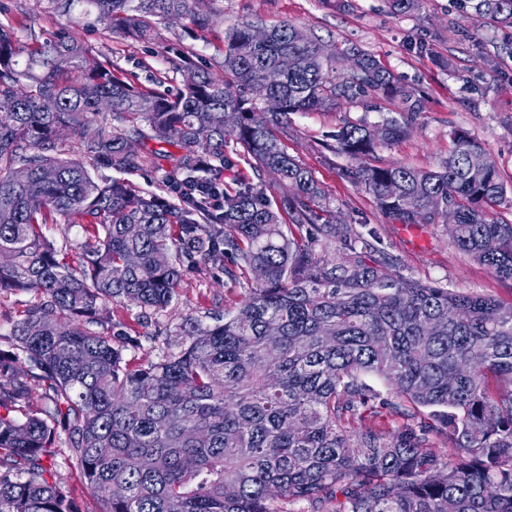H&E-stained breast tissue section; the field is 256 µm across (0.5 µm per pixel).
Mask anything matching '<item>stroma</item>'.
Returning <instances> with one entry per match:
<instances>
[{"label": "stroma", "mask_w": 512, "mask_h": 512, "mask_svg": "<svg viewBox=\"0 0 512 512\" xmlns=\"http://www.w3.org/2000/svg\"><path fill=\"white\" fill-rule=\"evenodd\" d=\"M197 7L217 11L212 28L197 38L185 34L183 21L173 20L152 37L135 40L106 28L92 10L78 7L71 19L56 17L48 13L47 0H0V21L20 28L26 44L48 43L69 32L134 86L173 92L183 77L168 72L167 57L191 51L198 67L222 77L217 60L224 32L246 20L289 23L332 48L358 46L425 100L407 135L379 147L374 163L434 168L452 147V131L465 129L506 185L505 201L493 208V216L512 220L511 28L485 26L461 0H422L419 9L398 15L390 13L387 0H198ZM374 101L371 111L346 104L290 117L294 135L286 142L287 152L318 181L327 218L372 241L375 258H391L395 273L406 279L511 305L512 280L496 277L454 247L448 225L403 224L386 217L372 193L345 176L350 160L327 150L331 133L344 121L375 124L398 116L399 100L378 95ZM243 297V288L225 278L188 270L162 316L143 322L138 308L116 303L112 323L138 337V348L127 355L142 363L155 358L158 346L170 342L183 320L210 323L212 315L235 313Z\"/></svg>", "instance_id": "1"}]
</instances>
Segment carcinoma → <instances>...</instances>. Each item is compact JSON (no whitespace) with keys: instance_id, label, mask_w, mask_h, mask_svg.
I'll return each instance as SVG.
<instances>
[{"instance_id":"cac0c4a2","label":"carcinoma","mask_w":512,"mask_h":512,"mask_svg":"<svg viewBox=\"0 0 512 512\" xmlns=\"http://www.w3.org/2000/svg\"><path fill=\"white\" fill-rule=\"evenodd\" d=\"M110 29L151 36L173 17L204 32L213 16L195 0H48L70 17L77 3ZM472 15L512 28V0H468ZM255 22L230 28L217 79L187 54L169 69L193 76L174 96L135 87L109 62L67 35L23 47L0 22V294L29 292L30 305L0 348V512H73L58 479L55 443L67 432L70 454L101 512H512V305L457 294L390 273L373 244L341 235L323 218L321 188L284 147L288 116L397 98L405 116L377 125L345 121L335 150L360 162L344 170L402 224H446L452 243L512 279V223L488 211L506 188L471 135L457 129L434 170L363 163L402 139L423 100L356 47L327 53L297 28L269 27L261 46ZM287 53L295 64L279 81L268 72ZM66 55L61 70L55 58ZM277 97V112L263 110ZM112 110L101 112L102 99ZM155 139L181 153L130 151ZM240 148L257 176L287 193L222 180ZM172 198L140 192L110 175L156 169ZM52 167V180L41 171ZM399 183L400 193L390 192ZM81 219L87 240L77 261L43 228ZM188 269L246 286L233 315L176 327L179 350L133 364L126 332L114 343L100 331L109 305L125 301L144 319L165 312ZM374 374L392 390L381 421ZM447 434L438 456L429 434ZM120 483L125 495L111 497Z\"/></svg>"}]
</instances>
